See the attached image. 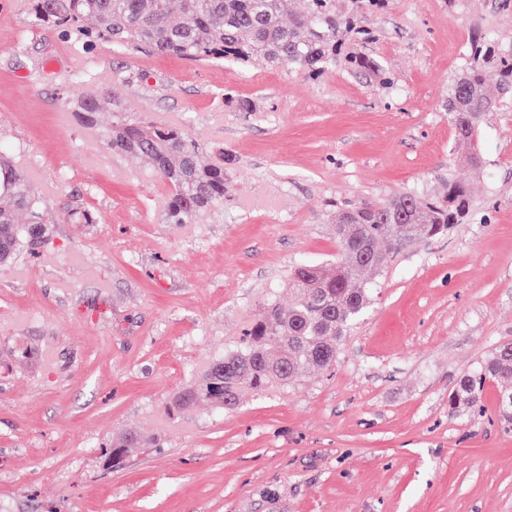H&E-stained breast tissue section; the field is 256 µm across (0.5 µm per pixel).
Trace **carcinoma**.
I'll use <instances>...</instances> for the list:
<instances>
[{"label":"carcinoma","mask_w":512,"mask_h":512,"mask_svg":"<svg viewBox=\"0 0 512 512\" xmlns=\"http://www.w3.org/2000/svg\"><path fill=\"white\" fill-rule=\"evenodd\" d=\"M385 0H305L296 10L291 0H35L33 21L51 22L137 53L179 56L189 62L230 61L245 67L256 59L314 76L336 62L357 75L388 82L372 53L346 40H367L365 20ZM512 97V54L502 56L483 35L473 38L468 60L452 82L445 111L456 145L472 168H480L476 136L480 118ZM77 121L96 128L104 147L116 154L148 160L168 186L164 210L169 224H195L224 203V165L219 153L205 158L185 126L155 120H132L112 89L81 90L72 101ZM468 208L465 192L453 187L446 201H420L400 194L385 202L361 201L336 214L338 261L349 265L345 282L336 284L319 266L294 267L288 287L294 302L286 309L265 304L244 332L240 347L224 351L195 381L173 395L169 416L201 405L234 410L246 393L262 395L294 383L299 372L323 370L336 363L343 342L356 328L374 298V289L359 280L364 269L383 266L379 241L399 251L402 241L448 231ZM54 218L40 206L26 176L0 155V264L47 237ZM497 385L499 413L512 418V343L500 345L474 370L464 372L448 395L451 411L482 409L486 383ZM151 437L131 436L112 444V465L123 449L143 447Z\"/></svg>","instance_id":"1"}]
</instances>
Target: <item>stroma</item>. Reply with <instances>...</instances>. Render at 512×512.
I'll return each mask as SVG.
<instances>
[{"label":"stroma","mask_w":512,"mask_h":512,"mask_svg":"<svg viewBox=\"0 0 512 512\" xmlns=\"http://www.w3.org/2000/svg\"><path fill=\"white\" fill-rule=\"evenodd\" d=\"M368 27L390 85L131 53L0 0V141L56 218L0 267V512H512L496 388L483 414L448 413L512 341V101L479 125L478 172L444 110L474 35L512 53V0H386ZM97 86L230 156L223 205L166 223L151 167L71 112ZM452 182L467 214L366 273L373 304L331 369L230 413H164L267 298L288 304L291 269L333 263L335 210ZM135 432L155 445L112 466Z\"/></svg>","instance_id":"obj_1"}]
</instances>
